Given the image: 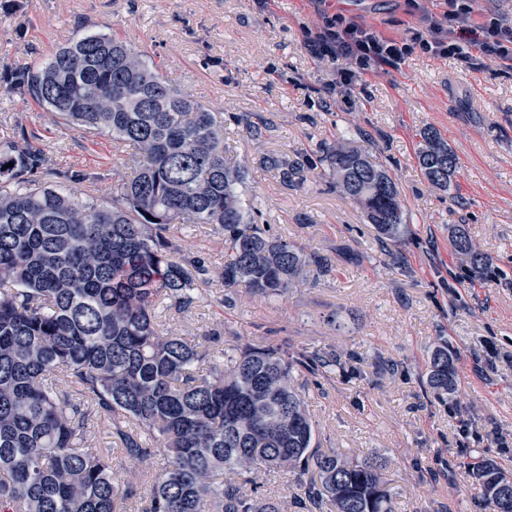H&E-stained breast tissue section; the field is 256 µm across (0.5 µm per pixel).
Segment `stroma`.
Wrapping results in <instances>:
<instances>
[{"instance_id":"1","label":"stroma","mask_w":512,"mask_h":512,"mask_svg":"<svg viewBox=\"0 0 512 512\" xmlns=\"http://www.w3.org/2000/svg\"><path fill=\"white\" fill-rule=\"evenodd\" d=\"M444 0H0V73L47 61L90 32L126 39L178 90L224 115L226 155L247 167L246 205L273 233L328 259L303 268L294 288L267 298L225 288L224 238L204 224L172 225L174 256L204 258L193 304L168 302L166 330L231 353L273 344L335 358L326 373L295 375L322 448L348 459L377 456L394 512H483L474 467L512 472V69L421 50L398 68L352 84L346 62L314 50L327 20L343 18L400 41L422 9ZM435 128L459 158L451 189L418 165L421 134ZM28 133L65 191L110 201L128 173L111 137L44 111L0 85V137ZM365 149L400 186L409 232L382 245L341 195L322 149ZM304 165L284 179L269 158ZM467 225L486 267L474 275L451 242ZM447 344L457 387L424 386L430 351Z\"/></svg>"}]
</instances>
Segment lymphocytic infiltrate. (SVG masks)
I'll return each instance as SVG.
<instances>
[{
  "mask_svg": "<svg viewBox=\"0 0 512 512\" xmlns=\"http://www.w3.org/2000/svg\"><path fill=\"white\" fill-rule=\"evenodd\" d=\"M414 44L437 56L458 57L470 62L480 55L499 59L512 67V25L492 22L472 27L467 7L454 2L442 13L427 14L424 29L413 32L407 43L379 37L352 23L327 28L314 42L315 47L335 57L355 62V69L341 73L347 83L365 70L398 67Z\"/></svg>",
  "mask_w": 512,
  "mask_h": 512,
  "instance_id": "obj_1",
  "label": "lymphocytic infiltrate"
}]
</instances>
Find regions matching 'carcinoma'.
I'll list each match as a JSON object with an SVG mask.
<instances>
[{"label": "carcinoma", "instance_id": "cac0c4a2", "mask_svg": "<svg viewBox=\"0 0 512 512\" xmlns=\"http://www.w3.org/2000/svg\"><path fill=\"white\" fill-rule=\"evenodd\" d=\"M0 81L49 112L135 149L133 173L106 207L41 185L52 176L24 131L0 141V512H131L137 479L150 492L141 512H284L283 502L220 480L292 472L306 512H393L374 458L349 460L314 444L305 394L294 374L334 364L315 353L247 346L227 362L162 328L159 308L193 303L197 258L172 256V224H210L224 235V287L267 297L291 288L302 268L328 267L258 223L241 188L247 172L224 159V119L183 96L143 53L110 34H86L49 62ZM418 163L425 179L450 187L459 158L425 129ZM336 189L352 200L383 243L407 230L401 191L388 170L349 144L324 150ZM13 166H8V163ZM453 246L483 265L468 228ZM445 394L456 368L445 346L423 376ZM116 430L124 457L146 467L115 483L109 448L91 450V426ZM489 512H512L497 488L512 476L477 474Z\"/></svg>", "mask_w": 512, "mask_h": 512}]
</instances>
